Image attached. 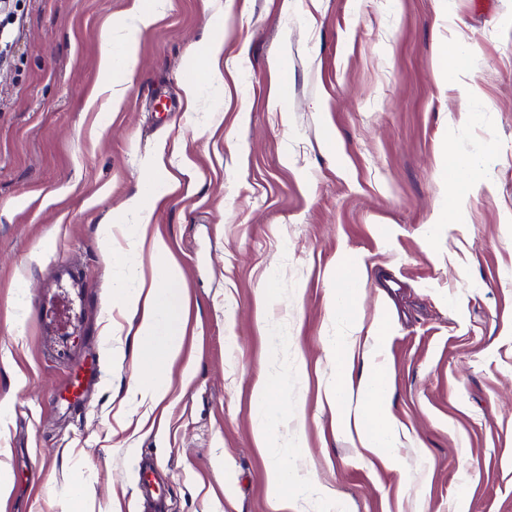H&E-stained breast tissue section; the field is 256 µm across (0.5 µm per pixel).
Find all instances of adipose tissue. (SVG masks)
<instances>
[{
	"label": "adipose tissue",
	"instance_id": "ef3b65f1",
	"mask_svg": "<svg viewBox=\"0 0 512 512\" xmlns=\"http://www.w3.org/2000/svg\"><path fill=\"white\" fill-rule=\"evenodd\" d=\"M134 214L136 223L127 225L129 249L115 257L118 267L127 269L135 284L133 290L119 291L115 300L118 309L133 319L128 334L134 342L133 362L137 380L130 390L132 398L140 401L163 400L171 386V368L182 354L184 310L182 305L183 274L177 266L168 263L167 243L148 234L150 210L141 197H134L124 206ZM150 252L154 262L150 270H143L138 261L142 252ZM362 271L351 257H342L336 266V290L333 311L337 320L355 324L361 298ZM356 345L355 336L337 338L331 347L336 362V386L331 393V405L337 418H344L351 393L346 368ZM258 408L254 420V436L259 448L274 447L272 429L287 420L288 403L283 399L281 378L266 375L254 385ZM364 409L355 422L361 445L385 465L399 467L396 453V424L388 396L389 374L384 366H377L360 387ZM268 497L275 512H290L302 488L297 472L286 458H274L266 474Z\"/></svg>",
	"mask_w": 512,
	"mask_h": 512
}]
</instances>
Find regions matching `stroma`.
Returning a JSON list of instances; mask_svg holds the SVG:
<instances>
[{"mask_svg":"<svg viewBox=\"0 0 512 512\" xmlns=\"http://www.w3.org/2000/svg\"><path fill=\"white\" fill-rule=\"evenodd\" d=\"M140 5L0 10V512H68L78 483L82 512H142L144 456L164 512H273L277 455L308 478L292 512H324L325 489L350 512H512V0H164L136 34ZM457 41L460 86L439 65ZM146 181L189 312L155 407L126 399L132 339L112 308L122 206ZM345 255L365 273L359 325L390 323L349 376L389 367L397 470L327 400ZM270 372L291 422L271 454L253 434ZM388 332V321L384 314L379 313L372 327L368 331L369 336H366V339L371 340V350L375 357H378L383 353L388 339Z\"/></svg>","mask_w":512,"mask_h":512,"instance_id":"stroma-1","label":"stroma"}]
</instances>
